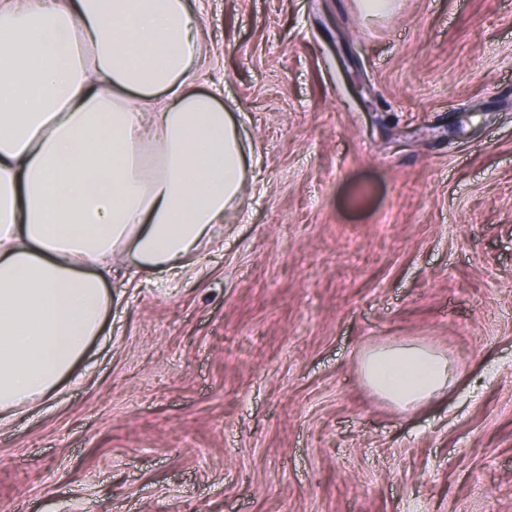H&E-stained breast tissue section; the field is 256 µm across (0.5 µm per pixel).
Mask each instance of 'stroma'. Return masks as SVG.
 Here are the masks:
<instances>
[{
	"instance_id": "1",
	"label": "stroma",
	"mask_w": 512,
	"mask_h": 512,
	"mask_svg": "<svg viewBox=\"0 0 512 512\" xmlns=\"http://www.w3.org/2000/svg\"><path fill=\"white\" fill-rule=\"evenodd\" d=\"M250 137L177 277L122 265L74 378L0 423V512H512V0H189ZM453 381L402 413L386 344ZM361 369L368 385L401 412L440 395L452 375L442 355L426 347L402 344L365 351Z\"/></svg>"
}]
</instances>
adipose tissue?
<instances>
[{
  "instance_id": "1",
  "label": "adipose tissue",
  "mask_w": 512,
  "mask_h": 512,
  "mask_svg": "<svg viewBox=\"0 0 512 512\" xmlns=\"http://www.w3.org/2000/svg\"><path fill=\"white\" fill-rule=\"evenodd\" d=\"M187 0H0V421L72 376L116 261L181 271L247 181L243 136L202 66ZM406 412L450 384L446 358L365 351Z\"/></svg>"
}]
</instances>
